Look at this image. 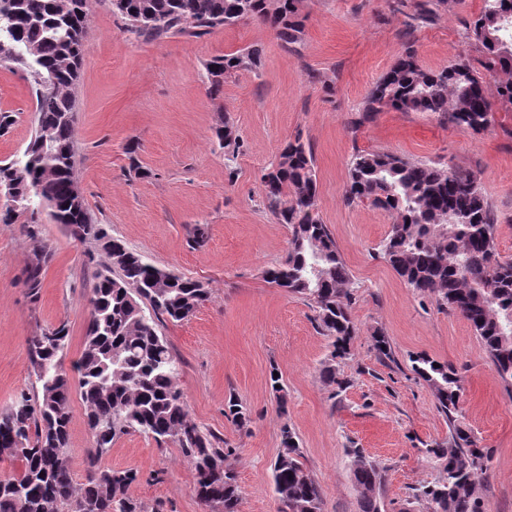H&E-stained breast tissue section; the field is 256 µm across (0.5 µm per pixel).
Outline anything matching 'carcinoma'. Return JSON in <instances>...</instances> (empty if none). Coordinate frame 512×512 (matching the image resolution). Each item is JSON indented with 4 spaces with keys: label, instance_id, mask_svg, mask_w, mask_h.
<instances>
[{
    "label": "carcinoma",
    "instance_id": "obj_1",
    "mask_svg": "<svg viewBox=\"0 0 512 512\" xmlns=\"http://www.w3.org/2000/svg\"><path fill=\"white\" fill-rule=\"evenodd\" d=\"M92 0H0V65L25 71L34 84L35 134L22 153L0 161V185L10 190L3 222L21 213L39 223L48 212L79 240H92L108 260L92 289L91 317L77 361L78 385L92 436L85 482L73 481L67 449L72 376L64 367L68 328L61 324L29 338L31 366L41 395L22 392L0 413V457L18 459L22 469L0 485V512H149L130 494L138 472L101 468L115 439L145 433L159 447L179 448L195 472L200 503L214 512H238L239 486L226 461L237 449L204 433L189 417L178 385L180 361L159 333V324L181 322L209 299L203 284L146 262L95 223L84 198L73 195L76 138L75 85ZM125 31L143 41L171 35L201 37L247 18L269 24L285 47L299 52L304 20L298 0H112ZM480 53L441 70L423 68L413 44L373 84L357 117L358 129L384 108L431 112L443 124L486 130L495 103L512 104V0H483L467 30ZM259 53L242 49L212 59L206 67L213 93L242 69H255ZM504 73L508 79L490 86ZM224 158L232 162L242 144L233 126L215 130ZM268 210L291 229L288 256L266 272L267 280L313 305L322 334L332 339L331 360L350 355L357 333L352 319L355 286L336 243L317 211V177L311 148L301 138L288 143L278 162L262 175ZM349 202H366L393 217L381 244L384 260L407 287L432 294L458 313L479 337L503 382L512 388V260L500 257L494 213L477 176L455 165L437 167L389 152L358 150L345 186ZM51 258L39 241L24 281L36 299ZM118 270L112 276V269ZM418 355L413 371L433 390L448 418V444L426 449L445 462L446 476L415 489L430 512H485L479 488L486 479V453L469 431L455 423L463 388L448 363ZM224 417L237 427L248 409L229 398ZM283 451L272 466L280 512H321L323 492L301 461L292 429H281ZM352 474L362 512H381L383 470L355 448Z\"/></svg>",
    "mask_w": 512,
    "mask_h": 512
}]
</instances>
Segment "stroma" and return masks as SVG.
<instances>
[{
	"label": "stroma",
	"instance_id": "stroma-1",
	"mask_svg": "<svg viewBox=\"0 0 512 512\" xmlns=\"http://www.w3.org/2000/svg\"><path fill=\"white\" fill-rule=\"evenodd\" d=\"M431 22L407 30L390 0H299L304 39L299 52L275 31L249 19L194 38L137 41L125 33L110 0H95L84 35L76 84L75 172L95 223L151 264L202 282L209 299L160 333L182 362L179 386L191 419L224 438L241 487L239 512H280L271 465L282 426L296 433L304 465L323 491L322 512H361L350 449L385 471L382 512H429L415 486L440 478L442 465L425 450L446 442L448 421L410 358L425 354L452 364L463 386L458 419L488 453L481 491L486 512H512V395L508 394L468 322L422 296L375 252L390 214L347 202L349 164L359 150L391 152L439 167L474 172L497 222L501 256L512 259V112L498 111L485 131L448 126L427 112L374 113L360 129L351 121L373 83L413 41L424 68L477 58L466 27L482 0H431ZM246 48L260 51L258 68L238 71L212 96L206 65ZM0 111L16 121L0 135V161L29 143L36 125L28 75L0 66ZM229 122L242 141L235 174L224 166L214 129ZM309 143L318 182V213L355 282L351 354L331 360L330 339L300 296L266 282V269L288 254V225L262 204L260 176L295 137ZM139 146L133 172L128 143ZM203 229L195 241V229ZM52 259L38 298L23 285L37 242ZM94 243L71 236L42 215L37 237L25 216L0 223V410L16 395L37 396L28 339L66 324V363L81 356L98 265ZM391 354L379 355L375 336ZM333 365L336 383L321 371ZM278 369L287 398L279 411L270 371ZM345 389H337L338 381ZM250 412L244 427L224 416L229 397ZM68 457L84 482L92 437L80 395L72 397ZM102 467L133 469L134 498L161 512H204L195 475L180 450L159 451L146 435L114 441Z\"/></svg>",
	"mask_w": 512,
	"mask_h": 512
}]
</instances>
